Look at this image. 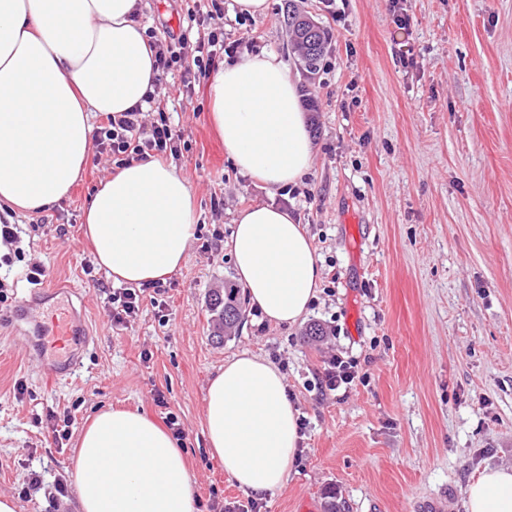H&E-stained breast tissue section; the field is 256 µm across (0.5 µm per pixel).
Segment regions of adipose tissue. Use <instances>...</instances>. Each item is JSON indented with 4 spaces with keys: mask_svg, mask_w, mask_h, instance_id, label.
I'll list each match as a JSON object with an SVG mask.
<instances>
[{
    "mask_svg": "<svg viewBox=\"0 0 512 512\" xmlns=\"http://www.w3.org/2000/svg\"><path fill=\"white\" fill-rule=\"evenodd\" d=\"M139 0H0V204L36 213L67 197L91 158L93 113L125 112L151 91L153 53ZM235 167L268 192L300 182L313 144L294 81L272 52L224 63L210 83ZM97 264L115 282L163 279L186 262L198 215L173 165L134 160L84 210ZM238 280L275 324L301 321L320 281L315 251L287 210L240 211L230 239ZM212 457L241 489L283 488L301 436L283 374L250 352L227 359L205 395ZM72 512H196L184 453L147 416L120 409L82 431ZM466 512H512V469L487 468Z\"/></svg>",
    "mask_w": 512,
    "mask_h": 512,
    "instance_id": "1",
    "label": "adipose tissue"
}]
</instances>
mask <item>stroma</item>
I'll return each mask as SVG.
<instances>
[{"label": "stroma", "instance_id": "stroma-1", "mask_svg": "<svg viewBox=\"0 0 512 512\" xmlns=\"http://www.w3.org/2000/svg\"><path fill=\"white\" fill-rule=\"evenodd\" d=\"M291 2L328 34L312 74L284 22ZM268 3L265 16L245 20L224 0V41L240 57L282 59L306 107L312 168L273 194L242 175L214 125L209 79L184 94L174 68L161 92L185 144L172 163L193 191L200 233L164 279V307L144 303L125 326L108 317L113 281L82 224L87 198L113 173L110 154H92L49 210L12 216L21 235L9 297L41 298L26 278L41 263L49 279L80 287L97 337L80 370L51 384L36 337H12L0 323V493L19 512H69L56 484L74 486L76 436L111 407L160 426L178 415L198 512L251 501L257 512H325L333 497L349 512H423L430 498L465 512L477 474L512 468V0ZM399 7L410 31L396 26ZM186 9V0H141L138 18L159 34L187 27ZM252 205L285 208L305 226L317 299L294 326L244 304L239 331L220 343L209 296L235 276L232 220ZM314 323L325 334L310 341ZM244 351L285 366L306 422L288 483L259 496L229 480L204 430L210 377ZM333 353L354 360L360 378L323 391L316 375ZM66 410L74 437L60 443L51 418ZM34 472L41 485L30 492Z\"/></svg>", "mask_w": 512, "mask_h": 512}]
</instances>
